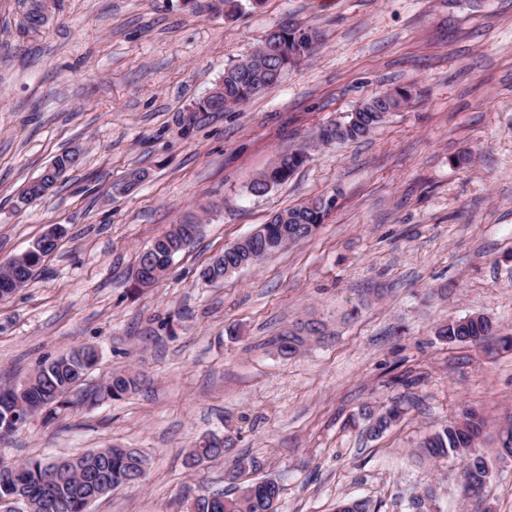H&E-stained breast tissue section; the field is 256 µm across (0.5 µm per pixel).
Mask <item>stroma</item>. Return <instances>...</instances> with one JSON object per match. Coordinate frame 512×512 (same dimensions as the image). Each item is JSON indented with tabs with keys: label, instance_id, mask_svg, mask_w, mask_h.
Listing matches in <instances>:
<instances>
[{
	"label": "stroma",
	"instance_id": "1",
	"mask_svg": "<svg viewBox=\"0 0 512 512\" xmlns=\"http://www.w3.org/2000/svg\"><path fill=\"white\" fill-rule=\"evenodd\" d=\"M26 11L0 0V263L50 226L66 234L0 303V388L83 344L98 351L87 389L119 369L140 386L31 422L0 459L110 445L149 458L142 485L90 512H185V496L264 477L282 487L279 512H335L345 497L409 512L429 480L435 512H512V350L436 334L474 313L512 330V0H62L37 31ZM286 18L320 31L318 55L239 108L196 111ZM394 88L409 102L369 137L318 145L323 126ZM302 147L309 159L287 182L250 195ZM73 148L64 181L20 204ZM138 169L145 179L117 191ZM316 198L326 215L311 238L223 283L199 279L212 256ZM183 221L196 240L132 290L140 253ZM300 321L323 336L280 356L274 339ZM393 403L402 417L369 435L364 408ZM467 405L485 420L481 501L465 497L454 460L418 448ZM211 434L235 448L188 468ZM238 457L254 469L236 473Z\"/></svg>",
	"mask_w": 512,
	"mask_h": 512
}]
</instances>
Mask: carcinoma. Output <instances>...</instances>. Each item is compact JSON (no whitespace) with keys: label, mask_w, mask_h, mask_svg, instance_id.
Returning <instances> with one entry per match:
<instances>
[{"label":"carcinoma","mask_w":512,"mask_h":512,"mask_svg":"<svg viewBox=\"0 0 512 512\" xmlns=\"http://www.w3.org/2000/svg\"><path fill=\"white\" fill-rule=\"evenodd\" d=\"M280 43L288 48V54L301 51L302 60L315 56L319 45H297L290 29L283 27L277 34ZM265 45H260L242 61L224 72V95L217 100L201 101L196 105L198 112H227L240 107L256 97L254 85L266 90L278 83L283 73L297 65L294 60L270 58L264 54ZM399 98L390 93L371 97L377 108L368 106V102L351 112L337 123L344 131L340 141H355L369 136L389 114L398 111L409 101V93L396 91ZM307 160L303 150L294 151L283 157L276 165L253 179L248 186L251 195L260 197L267 193L261 179L280 184L288 179ZM325 217V210L315 203L305 202L273 215L262 226L261 239L252 250L247 264L252 265L268 256L277 254L289 246L311 237ZM197 225L192 223L174 224L168 231L156 237L147 247V256L152 258L154 267L166 272L175 256L183 250V244L189 243ZM57 249L35 251L25 256L26 271L15 280L12 276L13 262L0 264V291L12 294L23 287L34 275L44 259ZM321 333L320 327L313 322H304L286 334L274 340L278 352L292 356L303 347L307 340ZM437 336L453 344L465 343L480 345L495 339L505 346L512 345V336L498 333L496 326L486 316L469 315L462 318H450L437 329ZM97 353L91 346L72 349L51 362L45 363L26 379V384L0 389V422L8 414H14L21 427L34 416L41 415L45 420L73 406L71 396L86 380L87 373L96 364ZM139 388L138 374L129 370L117 371L107 378L96 390L90 393L94 401H120L136 392ZM401 416V407L392 405L374 416L372 431L378 435L388 429ZM484 421L474 410L465 409L460 418L454 419L425 435L420 443L421 454L429 459L452 458L459 462L461 469H476L479 475L488 473L485 458L475 450L474 438L483 431ZM226 456V448L221 446L217 437L200 440L189 452L191 461L208 462ZM17 472V481L3 485L0 483V497L21 495L33 504L39 503L46 495H52L56 503L55 512H86V500L93 494L97 484L108 483L112 487L129 485L133 474L149 467L145 455L136 449L109 446L102 450H91L78 456L58 457L50 462L38 458H29L22 462L0 461V468ZM272 479L253 480L242 487V491L233 497L220 494H197L189 502L188 512H267L271 497L275 495L269 487ZM336 512H371L367 499H344L336 506Z\"/></svg>","instance_id":"obj_1"}]
</instances>
